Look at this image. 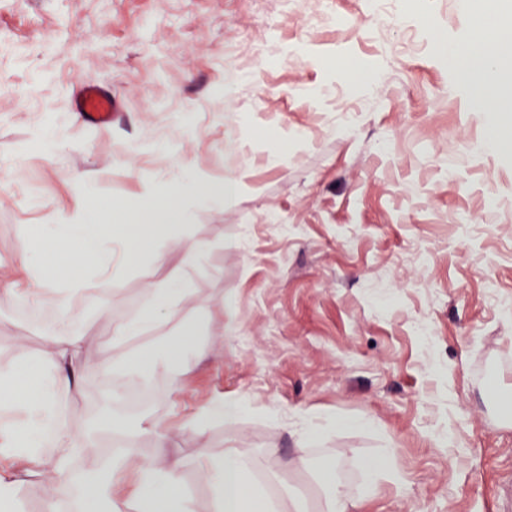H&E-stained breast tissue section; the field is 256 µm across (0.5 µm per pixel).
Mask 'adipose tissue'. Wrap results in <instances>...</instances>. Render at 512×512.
<instances>
[{"instance_id": "adipose-tissue-1", "label": "adipose tissue", "mask_w": 512, "mask_h": 512, "mask_svg": "<svg viewBox=\"0 0 512 512\" xmlns=\"http://www.w3.org/2000/svg\"><path fill=\"white\" fill-rule=\"evenodd\" d=\"M511 47L512 42L502 40L490 49L478 45L463 50L467 61L463 76L475 93L504 88L503 58ZM178 169V181L160 184L155 189L168 207H178L182 197L192 194L205 205L223 204L222 188L197 194L192 167L182 162ZM64 228L65 236L54 238V246L62 248L68 241H82V264L98 266L105 263L98 248L101 236L112 233L124 252L130 253L137 249L143 232L138 224L112 226L107 214L91 224L77 213L66 217ZM76 283V278L63 271L58 277L37 280L28 293L32 299L44 292L55 293L58 336L43 349L33 371V383L0 393V504L8 506L14 501L18 468L32 466L47 491L75 481L84 486L85 493L77 501L75 512H125L131 502L136 503L138 512H188L177 462L141 456L131 438L121 452L105 457L94 437L76 436L71 429L60 397L74 385L80 369L75 358L88 345L87 336L70 311L66 294L67 288ZM149 296L142 311L116 325L115 335L136 337L149 326L174 319L181 304L191 298L192 290L174 271L162 283L151 286ZM189 358L182 341L168 342L150 354L144 367L116 375L113 390L121 392L131 378L143 382L157 374L177 378ZM21 406L26 408L27 417L20 422L13 412ZM79 458L92 460L93 468L74 472L73 463ZM252 469L251 459L233 447L225 449L219 459L201 458L198 477L211 491V512H265L266 499L252 479Z\"/></svg>"}]
</instances>
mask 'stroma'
<instances>
[{
	"mask_svg": "<svg viewBox=\"0 0 512 512\" xmlns=\"http://www.w3.org/2000/svg\"><path fill=\"white\" fill-rule=\"evenodd\" d=\"M485 0H0V365L18 382L53 335L51 294L27 302L22 258L77 264L46 233L64 216L154 212L169 224L165 261L143 248L115 275L83 268L70 302L89 346L64 393L77 435L113 424L142 455L180 461L193 512H210L200 454L235 446L271 501L319 512L336 481L357 512H500L512 478V143L474 153L510 112H472L448 63ZM87 86L121 111L103 128L76 114ZM231 91L233 111L216 105ZM55 151L38 147L48 130ZM192 164L202 189L169 220L151 189ZM457 178H449V167ZM180 268L196 303L198 353L178 382L159 375L128 413L100 364L121 370L174 335L167 322L124 340L148 284ZM432 328L429 339L415 332ZM232 396L231 425L188 417ZM322 428L292 432L297 414ZM172 431L156 448L150 425ZM394 467L368 475L367 462Z\"/></svg>",
	"mask_w": 512,
	"mask_h": 512,
	"instance_id": "obj_1",
	"label": "stroma"
}]
</instances>
